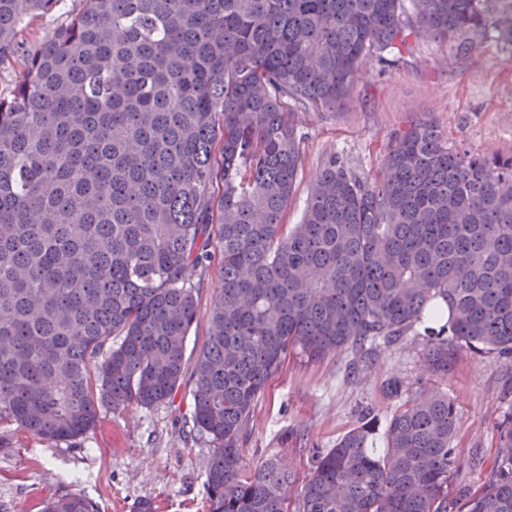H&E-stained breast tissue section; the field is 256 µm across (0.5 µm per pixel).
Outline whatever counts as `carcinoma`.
I'll return each mask as SVG.
<instances>
[{"instance_id":"obj_1","label":"carcinoma","mask_w":512,"mask_h":512,"mask_svg":"<svg viewBox=\"0 0 512 512\" xmlns=\"http://www.w3.org/2000/svg\"><path fill=\"white\" fill-rule=\"evenodd\" d=\"M60 2L0 0L1 65ZM81 2L0 86V420L61 442L169 401L218 256L191 389L216 444L209 512H289L294 490L298 512H512V412L486 480L453 497L456 406L401 379L382 448L364 421L301 480L275 458L245 470L239 448L293 354L369 368L415 336L435 373L462 352L512 358V152L416 122L371 182L330 156L283 223L298 109L341 108L370 58L424 35L512 46V0ZM45 512L94 506L65 494Z\"/></svg>"}]
</instances>
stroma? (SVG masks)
Returning <instances> with one entry per match:
<instances>
[{
    "label": "stroma",
    "instance_id": "obj_1",
    "mask_svg": "<svg viewBox=\"0 0 512 512\" xmlns=\"http://www.w3.org/2000/svg\"><path fill=\"white\" fill-rule=\"evenodd\" d=\"M78 0L20 26L21 55L0 67V84L13 82L22 55L67 23ZM304 166L286 223H298L313 179L330 153L358 173L375 178L397 132L411 123L437 126L449 144L479 152L512 151V53L488 37L468 55L456 44L422 37L391 66L371 60L352 99L333 112L298 114ZM345 353L309 363L289 357L254 409L253 428L242 439L243 465L252 468L279 454L305 476L317 449L334 447L357 426L362 411L384 429L398 401L386 384L399 378L448 392L461 418L454 441L461 465L450 491L477 489L489 475L498 446L496 425L512 406V367L494 355L461 354L448 376L423 367L421 339L407 338L377 353L372 366L351 372ZM191 381L174 399L152 407L104 411L86 436L49 442L9 422L0 423V512H44L53 495L82 494L95 512H136L151 501L154 512H208L204 492L213 444L188 420Z\"/></svg>",
    "mask_w": 512,
    "mask_h": 512
}]
</instances>
